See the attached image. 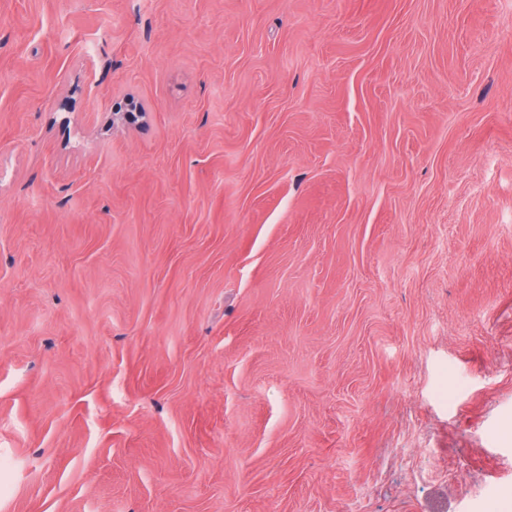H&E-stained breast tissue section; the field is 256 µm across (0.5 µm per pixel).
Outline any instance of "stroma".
Here are the masks:
<instances>
[{
	"label": "stroma",
	"instance_id": "1",
	"mask_svg": "<svg viewBox=\"0 0 512 512\" xmlns=\"http://www.w3.org/2000/svg\"><path fill=\"white\" fill-rule=\"evenodd\" d=\"M0 455V512L512 500V0H0Z\"/></svg>",
	"mask_w": 512,
	"mask_h": 512
}]
</instances>
